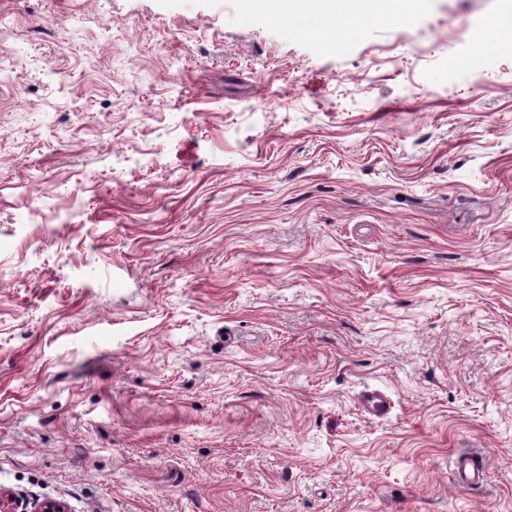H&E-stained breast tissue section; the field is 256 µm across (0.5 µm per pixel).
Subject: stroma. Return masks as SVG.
Segmentation results:
<instances>
[{"instance_id": "35a3bbf8", "label": "stroma", "mask_w": 512, "mask_h": 512, "mask_svg": "<svg viewBox=\"0 0 512 512\" xmlns=\"http://www.w3.org/2000/svg\"><path fill=\"white\" fill-rule=\"evenodd\" d=\"M244 2L0 0V492L512 512V52L472 37L512 0ZM37 183L66 223H15ZM360 406L362 410L370 416L383 418L390 411L391 401L383 393L371 392L361 397ZM453 481L456 486L476 490L486 481L487 466L483 455L472 448H462L453 455Z\"/></svg>"}]
</instances>
